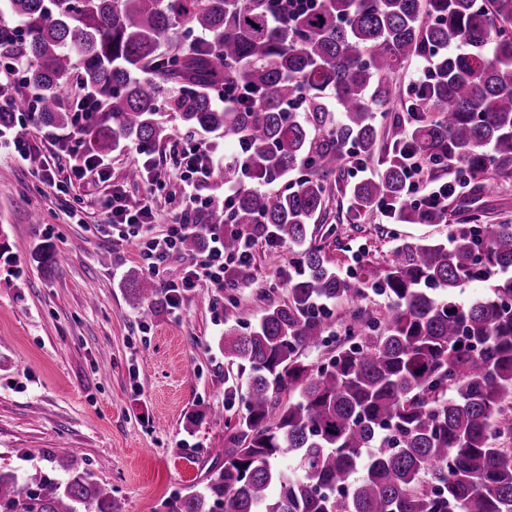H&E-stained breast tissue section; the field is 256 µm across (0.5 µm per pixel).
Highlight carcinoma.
Segmentation results:
<instances>
[{"mask_svg": "<svg viewBox=\"0 0 512 512\" xmlns=\"http://www.w3.org/2000/svg\"><path fill=\"white\" fill-rule=\"evenodd\" d=\"M0 1V38L27 61L31 122L73 125L60 90L77 77L99 102L85 129L99 156L156 143L168 108L244 146L224 160L226 182L306 170L290 192L244 184L228 217L197 218L224 222L227 253L271 227L299 259L287 300L224 329V383L244 413L211 450L215 473L167 512H512V221L477 212L446 243L403 239L374 282L331 267L314 235L346 148L378 153L376 113L389 114L391 77L414 59L432 74L410 95L414 123L391 122L392 152L457 168L481 194L512 179V0H313L289 21L272 0ZM178 34L188 48L161 54ZM235 84L261 101L218 105L214 92ZM294 100L301 111L287 110ZM404 179L399 161H381L351 188L355 216L389 201L401 223H443L447 212L406 198ZM470 281L489 291L462 304ZM370 285L386 300L376 316ZM126 300L169 303L144 274L128 278ZM338 302L351 309L341 335ZM0 512L118 509L84 472L30 489L0 471Z\"/></svg>", "mask_w": 512, "mask_h": 512, "instance_id": "carcinoma-1", "label": "carcinoma"}]
</instances>
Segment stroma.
I'll return each mask as SVG.
<instances>
[{
    "label": "stroma",
    "instance_id": "stroma-1",
    "mask_svg": "<svg viewBox=\"0 0 512 512\" xmlns=\"http://www.w3.org/2000/svg\"><path fill=\"white\" fill-rule=\"evenodd\" d=\"M18 122L46 156H65L73 127ZM190 135L175 115L153 147L161 186L132 181L141 162L135 146L110 154L104 173L88 171L68 197L54 193L0 142V470L64 480L51 462L67 451L78 471L111 487L120 512H163L171 495L202 485L224 445V422L239 405L224 396V329L257 323L270 300L286 297L295 253L287 244L258 240L246 282L234 288L202 283L184 292L178 314L157 308L142 317L126 301L122 281L144 271L137 242L114 238L105 208L113 193L129 202L150 199L153 223L141 239L169 233L171 215L204 213L205 202L224 197L213 177L183 193L171 151ZM348 173L337 175L316 236L340 273L367 270L379 276L395 243L406 236L443 241L449 224L466 221V202L490 222L512 219V180L496 192L448 199V224H390L378 213L352 220ZM52 245L56 264L33 258Z\"/></svg>",
    "mask_w": 512,
    "mask_h": 512
}]
</instances>
